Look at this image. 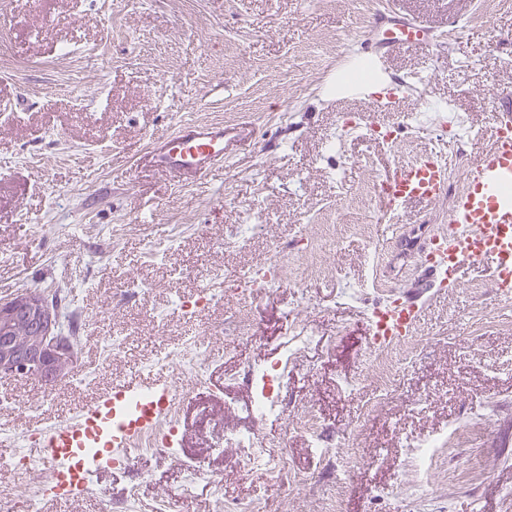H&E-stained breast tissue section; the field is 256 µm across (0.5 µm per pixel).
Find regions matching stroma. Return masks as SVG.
<instances>
[{
	"label": "stroma",
	"mask_w": 512,
	"mask_h": 512,
	"mask_svg": "<svg viewBox=\"0 0 512 512\" xmlns=\"http://www.w3.org/2000/svg\"><path fill=\"white\" fill-rule=\"evenodd\" d=\"M418 20L433 49L403 48L385 64L392 90L411 93L376 111L369 96L328 94L338 71L380 38L389 12ZM0 299L67 287L81 344L73 376L53 383L0 375V442L18 448L34 429L69 424L114 384L149 380L187 338L200 340L206 382L180 401L173 447L113 463L103 449L90 491L69 500L36 495L39 471L0 461V497L30 498L33 512H213L216 498L260 512H512V302L486 271L424 305L392 391L368 361L367 286L373 248L409 287L417 258L398 256L371 187L433 138L461 136L465 167L491 140L494 95H512V0H0ZM224 125V166L192 184L138 165L152 140L180 123ZM393 143L368 137L371 126ZM246 243L224 236L254 222ZM336 227L321 267L297 287L242 304L217 297L187 313L207 273L234 275L290 258L300 231ZM138 279L148 289L129 295ZM312 331L280 387L285 414L257 422L248 367L275 360L288 316ZM250 323L248 336L237 329ZM120 344L104 357L106 341ZM91 374L77 387L74 375ZM315 410L328 439L287 433ZM486 419L464 447H448L424 475L414 446L441 430ZM231 430H256L268 456L244 468L235 449L213 446ZM199 468L191 496L180 459Z\"/></svg>",
	"instance_id": "1"
}]
</instances>
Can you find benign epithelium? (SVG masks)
Segmentation results:
<instances>
[{"mask_svg": "<svg viewBox=\"0 0 512 512\" xmlns=\"http://www.w3.org/2000/svg\"><path fill=\"white\" fill-rule=\"evenodd\" d=\"M75 345L57 333L53 307L39 290L0 300V375L55 382L71 373Z\"/></svg>", "mask_w": 512, "mask_h": 512, "instance_id": "1", "label": "benign epithelium"}]
</instances>
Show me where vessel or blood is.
I'll return each instance as SVG.
<instances>
[{"instance_id": "vessel-or-blood-1", "label": "vessel or blood", "mask_w": 512, "mask_h": 512, "mask_svg": "<svg viewBox=\"0 0 512 512\" xmlns=\"http://www.w3.org/2000/svg\"><path fill=\"white\" fill-rule=\"evenodd\" d=\"M428 42L423 25L396 21L384 28L379 41L367 45L366 50L382 63L401 46ZM500 109L490 145L466 165L464 185L457 192H449L447 165L433 152L397 166L386 178L381 201L391 223H399L404 211L415 204L444 201L448 215L445 231L397 239V248L423 255L425 261L411 289L392 288L382 307L384 320L370 327L374 339L411 337L423 313V296L435 288H459L462 272L469 265L485 266L499 297L512 298V105L504 103ZM140 162L188 179H202L224 165V126L183 124L174 133L154 139ZM171 389L172 382L165 376L148 388L130 382L114 385L75 423L37 431L39 452L44 457H64L69 465H77L78 435L96 428L111 415L113 405L147 391L161 408L170 399Z\"/></svg>"}]
</instances>
